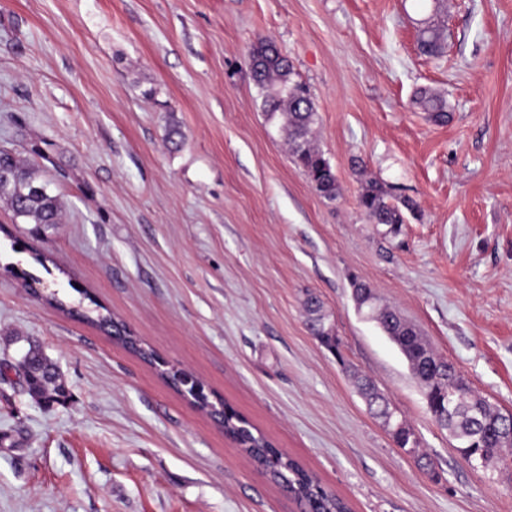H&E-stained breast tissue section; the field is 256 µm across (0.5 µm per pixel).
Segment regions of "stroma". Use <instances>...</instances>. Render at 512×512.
Returning a JSON list of instances; mask_svg holds the SVG:
<instances>
[{"label": "stroma", "mask_w": 512, "mask_h": 512, "mask_svg": "<svg viewBox=\"0 0 512 512\" xmlns=\"http://www.w3.org/2000/svg\"><path fill=\"white\" fill-rule=\"evenodd\" d=\"M433 8L0 0V149L35 161L62 204L35 234L0 201V512H299L95 310L352 512H512V448L465 460L352 297V279L368 282L512 413V0H447L439 58L416 43ZM260 37L310 89L336 200L265 120L247 58ZM424 87L447 99V123L415 103ZM368 178L414 202L397 236L359 207ZM311 293L338 353L307 328ZM26 339L58 366L66 403L26 392ZM358 375L411 425L416 452L368 412Z\"/></svg>", "instance_id": "stroma-1"}]
</instances>
